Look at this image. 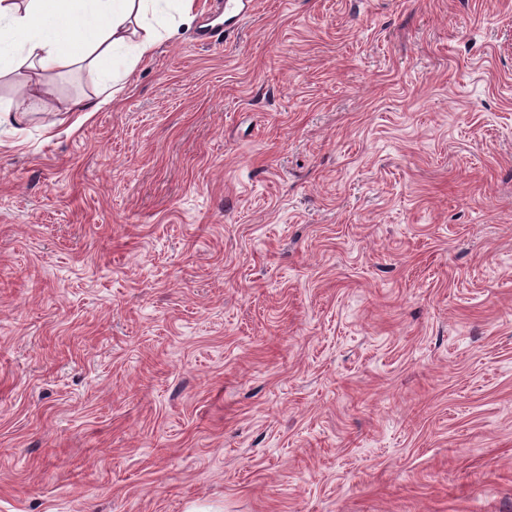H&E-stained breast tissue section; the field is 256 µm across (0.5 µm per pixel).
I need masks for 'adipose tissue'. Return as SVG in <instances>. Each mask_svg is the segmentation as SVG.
<instances>
[{
  "label": "adipose tissue",
  "instance_id": "obj_1",
  "mask_svg": "<svg viewBox=\"0 0 512 512\" xmlns=\"http://www.w3.org/2000/svg\"><path fill=\"white\" fill-rule=\"evenodd\" d=\"M195 18V0H0V78L17 91L0 100V124L19 122L37 106L62 116L91 111L88 98L56 89L82 71L97 76L112 102L111 85Z\"/></svg>",
  "mask_w": 512,
  "mask_h": 512
}]
</instances>
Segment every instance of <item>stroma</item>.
<instances>
[{
    "label": "stroma",
    "instance_id": "1",
    "mask_svg": "<svg viewBox=\"0 0 512 512\" xmlns=\"http://www.w3.org/2000/svg\"><path fill=\"white\" fill-rule=\"evenodd\" d=\"M0 126V512H512V0H253Z\"/></svg>",
    "mask_w": 512,
    "mask_h": 512
}]
</instances>
